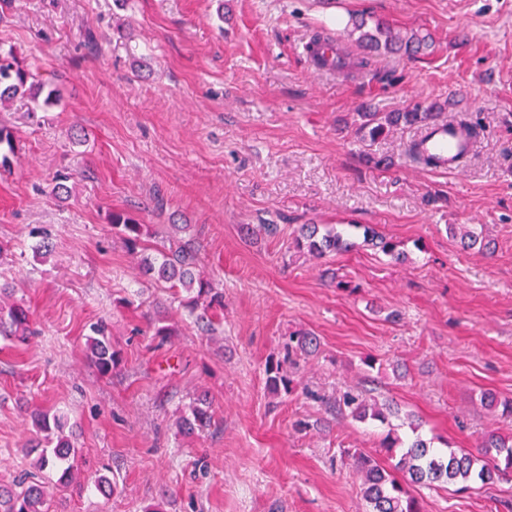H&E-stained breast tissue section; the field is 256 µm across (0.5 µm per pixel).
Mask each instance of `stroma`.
<instances>
[{
	"label": "stroma",
	"instance_id": "obj_1",
	"mask_svg": "<svg viewBox=\"0 0 512 512\" xmlns=\"http://www.w3.org/2000/svg\"><path fill=\"white\" fill-rule=\"evenodd\" d=\"M364 11L433 43L376 55L377 80L304 55L337 15ZM0 49L60 94L46 111L26 97L0 108L14 134L0 146V276L38 331L0 337V486L34 471L35 411L64 416L76 450L74 480L44 512H367L353 455L382 456L389 429L476 456L488 433H512L480 401L512 400V0H0ZM418 102L478 118L458 170L409 159L418 126L358 141L362 106ZM120 210L149 224L152 247L189 225L224 292L214 331L113 237ZM303 224L352 247L291 251ZM366 226L400 258L366 242ZM42 228L45 260L31 249ZM467 229L482 246H462ZM100 319L121 357L107 376L88 354ZM159 319L174 329L161 346ZM299 330L319 351L272 395L265 364ZM203 390L216 426L183 437L176 422ZM347 392L385 421L329 411ZM412 492L423 512H512L511 474Z\"/></svg>",
	"mask_w": 512,
	"mask_h": 512
}]
</instances>
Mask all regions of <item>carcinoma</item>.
<instances>
[{"label": "carcinoma", "instance_id": "carcinoma-1", "mask_svg": "<svg viewBox=\"0 0 512 512\" xmlns=\"http://www.w3.org/2000/svg\"><path fill=\"white\" fill-rule=\"evenodd\" d=\"M344 34L350 38L356 37L357 44L367 54L351 58L339 47L334 60L315 52L313 61L336 72L358 71L371 66V53H410L427 45L425 36L416 32L403 35L395 31L389 22L374 15L353 17ZM19 95L29 97L41 109L59 101L56 89L47 90L33 82L32 74L16 62L13 53L0 55V105ZM441 111L439 104L425 106L417 103L403 112H363L358 135L362 141L374 143L386 136L393 127L417 125L425 128L436 122ZM109 223L112 234L124 242L130 255L138 260L142 272L159 287L171 291L183 306L189 308L202 330H211L212 316L224 310V295L215 288L210 278L197 270L198 247L194 239L174 237L170 246L163 247L158 255L150 256L141 252L143 238L150 235V225L125 211L112 212ZM364 238L377 242L388 255H402L396 242L371 227L364 228ZM294 247L299 252L322 256L346 251L351 248V243L333 229L322 233L317 224H303L294 239ZM93 333L94 336L88 340L91 359L101 374L109 375L119 365L120 356L112 350L104 321L93 326ZM32 334L24 298L16 296L15 286L0 284V336L25 342ZM317 349V338L308 332L294 331L284 337L280 357L269 360L265 365L267 390L274 395L290 393L293 380L283 371V366L295 365L300 357L310 356ZM481 400L488 408H502L504 418H512V401H501L490 392L483 393ZM343 407L359 420L364 421L369 417L385 420L383 412L360 394H346ZM33 424L38 432L44 434L46 444L34 461V467L48 478L57 474L59 481L69 480L70 458L75 454V448L70 436L65 434L64 422L57 416L39 412L33 415ZM177 425L183 435H194L212 427L213 414L207 393H200L193 399ZM482 448L483 458L480 459L453 448L433 451L419 437L406 446L400 438L388 436L384 445L389 457L388 465H381L369 453H356L354 465L363 476L361 492L369 507L368 512H422L418 499L409 490L411 484L438 482L466 485L473 481L486 484L512 472V437L492 432L485 437ZM48 488L47 483L28 484L23 480L9 490L0 487V512H44Z\"/></svg>", "mask_w": 512, "mask_h": 512}]
</instances>
